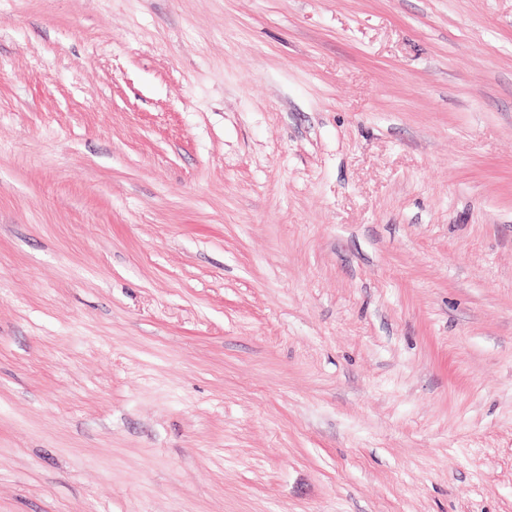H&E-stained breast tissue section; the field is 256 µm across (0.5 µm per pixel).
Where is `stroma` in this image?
<instances>
[{"label":"stroma","mask_w":512,"mask_h":512,"mask_svg":"<svg viewBox=\"0 0 512 512\" xmlns=\"http://www.w3.org/2000/svg\"><path fill=\"white\" fill-rule=\"evenodd\" d=\"M0 512H512V0H0Z\"/></svg>","instance_id":"obj_1"}]
</instances>
